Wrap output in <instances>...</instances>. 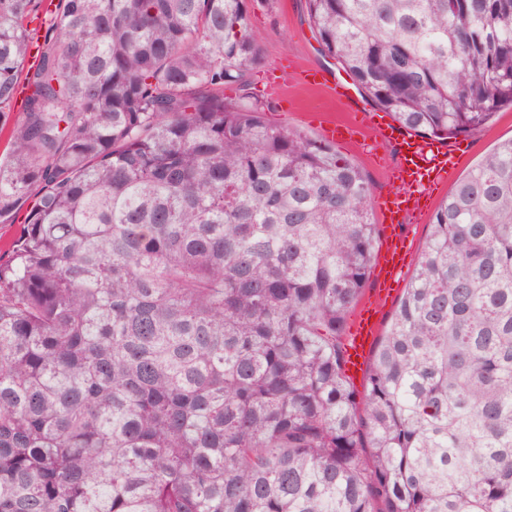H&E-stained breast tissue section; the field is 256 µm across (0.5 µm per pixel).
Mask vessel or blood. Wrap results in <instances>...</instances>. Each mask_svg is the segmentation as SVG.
<instances>
[{
    "instance_id": "b4317fda",
    "label": "vessel or blood",
    "mask_w": 512,
    "mask_h": 512,
    "mask_svg": "<svg viewBox=\"0 0 512 512\" xmlns=\"http://www.w3.org/2000/svg\"><path fill=\"white\" fill-rule=\"evenodd\" d=\"M283 101L296 104V90L327 94L333 102L347 108L348 118L336 120L328 114H320L318 120L328 140L340 137L368 139L379 134L382 141L394 143L399 150V159L387 171L390 181L401 185L398 193H389L376 201L378 210L386 221L388 233L381 256L375 269V280L381 292H389L392 282L397 281L405 267L403 253L406 235L402 230L406 222H419L426 207L423 203L432 184L447 180L453 172L457 159L453 149L437 141H426L409 134L399 125L375 121L373 115L361 113L350 86L329 77L324 70L306 68L296 62L281 67L279 73L271 75ZM373 306H364L347 348L345 372L353 376L361 371L367 347L375 335Z\"/></svg>"
}]
</instances>
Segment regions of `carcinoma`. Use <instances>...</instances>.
I'll use <instances>...</instances> for the list:
<instances>
[{
    "mask_svg": "<svg viewBox=\"0 0 512 512\" xmlns=\"http://www.w3.org/2000/svg\"><path fill=\"white\" fill-rule=\"evenodd\" d=\"M264 3L59 0L26 70L35 0H0V223L26 210L0 263V512H512V139L431 216L356 400L372 190L268 119ZM306 3L417 136L512 107V0ZM377 311L378 307L372 305H365L362 309L351 337V344L347 348L345 372L348 376H354L362 370L366 360L367 346L375 335L373 314Z\"/></svg>",
    "mask_w": 512,
    "mask_h": 512,
    "instance_id": "1",
    "label": "carcinoma"
}]
</instances>
